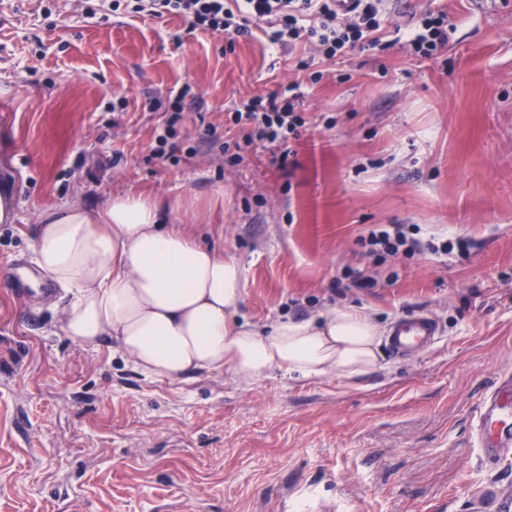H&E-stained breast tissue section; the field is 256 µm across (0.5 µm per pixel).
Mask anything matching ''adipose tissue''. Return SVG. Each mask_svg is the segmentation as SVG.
Wrapping results in <instances>:
<instances>
[{
	"instance_id": "adipose-tissue-1",
	"label": "adipose tissue",
	"mask_w": 512,
	"mask_h": 512,
	"mask_svg": "<svg viewBox=\"0 0 512 512\" xmlns=\"http://www.w3.org/2000/svg\"><path fill=\"white\" fill-rule=\"evenodd\" d=\"M174 210L126 193L100 208L76 200L41 215L32 260L70 297L67 336L91 347L112 337L149 378L227 370L262 380L280 369L354 380L377 366L379 329L354 310L257 331L240 315L239 261L201 244L187 223H171Z\"/></svg>"
}]
</instances>
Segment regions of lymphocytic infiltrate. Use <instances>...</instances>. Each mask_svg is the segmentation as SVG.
Instances as JSON below:
<instances>
[{"mask_svg":"<svg viewBox=\"0 0 512 512\" xmlns=\"http://www.w3.org/2000/svg\"><path fill=\"white\" fill-rule=\"evenodd\" d=\"M109 7L124 10L131 18L176 16L187 22L189 29L230 37L257 29L272 45L283 46L306 35L315 39L328 59L379 46V33L389 22L385 0H354L346 15L338 12L336 0H111ZM451 29L445 11L415 14L403 33L404 44L413 55L431 57L447 44ZM231 119L241 126L245 145L276 148L304 123L296 112L294 96L284 94L250 99ZM359 243L367 255L378 258L425 251L445 255L456 247L450 239L422 242L406 224L368 228Z\"/></svg>","mask_w":512,"mask_h":512,"instance_id":"f902f5d3","label":"lymphocytic infiltrate"}]
</instances>
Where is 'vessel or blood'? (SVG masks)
<instances>
[{
  "label": "vessel or blood",
  "instance_id": "b4317fda",
  "mask_svg": "<svg viewBox=\"0 0 512 512\" xmlns=\"http://www.w3.org/2000/svg\"><path fill=\"white\" fill-rule=\"evenodd\" d=\"M439 336V326L429 316L419 314L400 318L391 327L387 346L392 354L409 357L432 344ZM476 431L485 455H496L512 447V378H503L481 398Z\"/></svg>",
  "mask_w": 512,
  "mask_h": 512
}]
</instances>
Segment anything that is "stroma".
I'll return each instance as SVG.
<instances>
[{
	"instance_id": "1",
	"label": "stroma",
	"mask_w": 512,
	"mask_h": 512,
	"mask_svg": "<svg viewBox=\"0 0 512 512\" xmlns=\"http://www.w3.org/2000/svg\"><path fill=\"white\" fill-rule=\"evenodd\" d=\"M453 25L430 58L396 43L411 13ZM386 49L325 59L188 30L180 18L88 17L81 0H0V512H480L512 487V449L474 435L482 394L512 373V9L405 0ZM307 69H299V62ZM298 84L305 120L285 165L240 141L243 101ZM174 159L154 150L180 89ZM121 192L193 201L207 241L244 270L261 332L355 308L388 333L423 313L441 332L367 375L148 378L112 339L61 328L67 298L17 294L40 215ZM224 204L212 206L216 194ZM370 224H415L467 256L368 257ZM375 288L339 285L346 268Z\"/></svg>"
}]
</instances>
